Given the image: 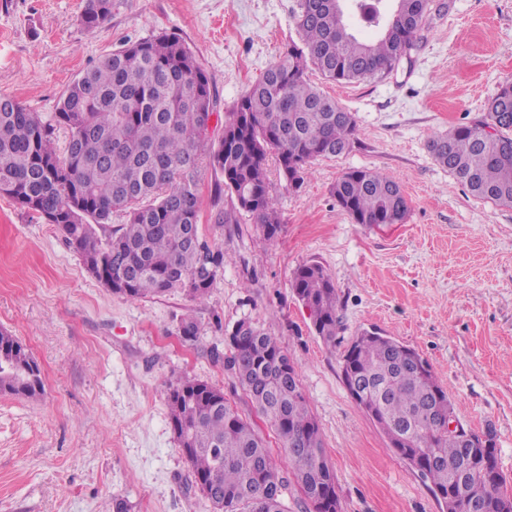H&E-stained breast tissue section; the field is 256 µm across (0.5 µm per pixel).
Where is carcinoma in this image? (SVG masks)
I'll return each instance as SVG.
<instances>
[{
  "label": "carcinoma",
  "instance_id": "1",
  "mask_svg": "<svg viewBox=\"0 0 512 512\" xmlns=\"http://www.w3.org/2000/svg\"><path fill=\"white\" fill-rule=\"evenodd\" d=\"M431 2L298 0L300 43L288 44L224 116L216 139L205 127V110L214 108L209 79L175 34L101 56L67 85L53 125L0 94V194L55 225L112 293L142 299L181 290L203 300L224 270V253L199 235L200 162L224 179L264 239L274 240L281 217L268 154L298 189L310 163L346 154L356 141L354 115L309 83L308 67L336 82L390 73L415 48ZM111 11L112 0H84L79 22L96 30ZM56 124L69 133L62 156L52 142ZM486 127L497 137L485 139ZM429 150L473 197L512 204V83L491 97L483 122L433 137ZM332 193L356 224H401L409 210L399 183L368 168L344 172ZM115 212L127 223L114 230ZM292 288L316 335L336 344L339 300L330 274L318 263L303 264ZM229 341L228 367L287 450L311 512H336V477L295 361L246 321ZM341 374L360 384L352 399L389 448L430 481L437 499L453 496L456 512H512L495 434L482 432L471 449L448 431L455 405L415 349L363 330L346 349ZM43 389L28 349L0 331V391L36 398ZM167 403L179 449L214 512H288V479L222 389L185 377L168 384Z\"/></svg>",
  "mask_w": 512,
  "mask_h": 512
}]
</instances>
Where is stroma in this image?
Segmentation results:
<instances>
[{
  "label": "stroma",
  "mask_w": 512,
  "mask_h": 512,
  "mask_svg": "<svg viewBox=\"0 0 512 512\" xmlns=\"http://www.w3.org/2000/svg\"><path fill=\"white\" fill-rule=\"evenodd\" d=\"M82 0H0V94L52 121L68 83L106 53L163 32L179 35L206 71L222 117L298 34L297 0H112L108 21L85 30ZM310 81L357 123L352 150L313 162L300 189L267 160L281 231L265 241L199 171V233L224 252V271L201 301L181 292L127 299L84 266L55 226L0 195V329L28 347L44 391L0 393V512H213L192 482L168 418L167 385L192 377L224 391L266 438L280 475L288 456L257 419L226 366L229 335L247 321L294 358L336 474L341 512H443L430 483L389 449L341 375L354 336L377 329L432 367L471 430H493L512 483V204L474 198L428 144L479 123L512 83V0H444L393 72ZM371 168L399 183L403 223L367 227L336 203L345 171ZM233 222L217 226V211ZM322 265L339 298L335 345L314 332L292 276ZM192 318L194 342L180 321Z\"/></svg>",
  "instance_id": "stroma-1"
}]
</instances>
